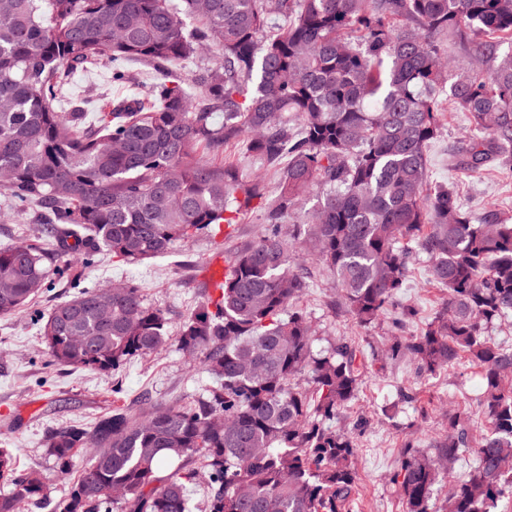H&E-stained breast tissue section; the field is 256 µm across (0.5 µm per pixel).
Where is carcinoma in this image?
<instances>
[{
	"mask_svg": "<svg viewBox=\"0 0 512 512\" xmlns=\"http://www.w3.org/2000/svg\"><path fill=\"white\" fill-rule=\"evenodd\" d=\"M440 35L467 40L484 68L453 69ZM205 50L212 63L186 83L176 66ZM100 62L117 85L133 63L158 77L144 98L58 110L69 74ZM447 101L473 129L459 167L512 177V0H0V189L38 207L57 244L53 255L0 245V315L24 312L65 256L77 288L72 264L102 249L155 259L204 233L229 239L243 209L264 210L259 238L227 251L224 285L176 327L214 384L189 406L116 407L92 430L52 432L46 452L62 474L96 449L52 512H190L199 483L202 512H349L357 445L336 420L370 362L347 342L314 352L299 307L305 262L329 273L335 307L366 328L393 309L414 255L447 298L384 357L431 375L468 355L488 429L474 440L450 411L432 452L406 444L394 475L405 512H496L512 498V348L486 336L512 320V217H472L452 185L425 190ZM231 145L277 175L274 200L264 179L197 154ZM313 189L309 215L285 231ZM168 332L165 311L132 284L83 289L40 319L48 364L95 371L161 348ZM470 448L475 465L433 510ZM0 480V512L49 492L6 448Z\"/></svg>",
	"mask_w": 512,
	"mask_h": 512,
	"instance_id": "1",
	"label": "carcinoma"
}]
</instances>
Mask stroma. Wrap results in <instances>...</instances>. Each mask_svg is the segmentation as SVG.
Returning <instances> with one entry per match:
<instances>
[{"label": "stroma", "instance_id": "stroma-1", "mask_svg": "<svg viewBox=\"0 0 512 512\" xmlns=\"http://www.w3.org/2000/svg\"><path fill=\"white\" fill-rule=\"evenodd\" d=\"M153 78L151 68L137 65L132 83L119 88L113 86L108 69L99 66L73 75L69 95L90 102L138 95ZM441 124V133L427 152L429 185L457 184L466 209L473 214L496 207L512 215V182L491 172L468 173L451 162V149L469 132L464 115L446 109ZM0 211L9 214L7 221L0 223L1 245L36 238L43 247H51V239L37 233L41 218L36 209L9 202L7 194L0 191ZM223 250L222 238L203 234L190 244L176 245L166 256L142 263L119 261L103 252L83 268L81 285L133 284L148 303L165 310L175 326L205 300V267ZM333 286L322 269H315L314 285L300 301L317 329L315 350L330 349L340 340L363 346L390 336L388 320L363 329L349 314L335 308ZM70 292L67 278L54 275L50 288L28 311L0 316V448L13 452L19 470L36 468L46 473L50 495L56 500L68 491L72 476L91 463L92 453L87 450L76 455L69 475H61L45 453L50 432L69 425L92 427L115 405L137 408L167 401L189 405L211 382L201 366L189 362L172 340L157 352L133 358L114 371L46 367V346L34 316L47 313ZM443 297V289L429 277L426 257H417L411 264L409 284L397 301L398 306H411L419 312L417 320L406 323L404 335H416L422 319L433 315ZM480 388V370L466 357L432 377L418 374L407 360L373 366L357 399L339 420L340 426L358 430L352 512H404L391 478L400 465L405 442L430 451L442 434V412L450 403L463 414L473 437H481L487 424L472 405Z\"/></svg>", "mask_w": 512, "mask_h": 512}]
</instances>
